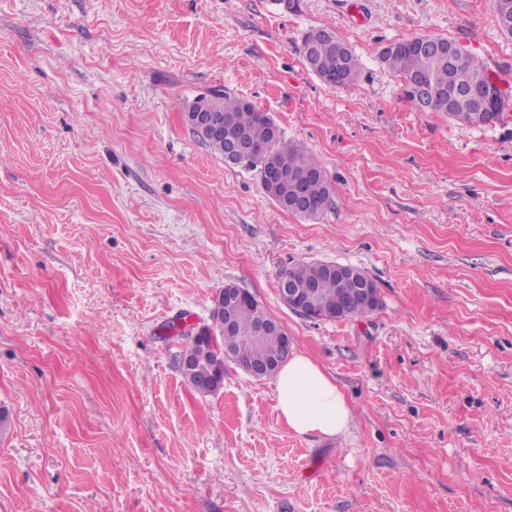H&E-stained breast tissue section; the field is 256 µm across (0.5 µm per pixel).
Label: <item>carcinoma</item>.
I'll return each instance as SVG.
<instances>
[{"instance_id":"carcinoma-1","label":"carcinoma","mask_w":512,"mask_h":512,"mask_svg":"<svg viewBox=\"0 0 512 512\" xmlns=\"http://www.w3.org/2000/svg\"><path fill=\"white\" fill-rule=\"evenodd\" d=\"M313 45L316 75L330 87H345L358 75L359 60L353 51L332 31L313 29L306 33L302 47ZM380 60L402 81L412 75L424 77L427 85L436 93L430 110L444 112L456 121L471 124L469 106L451 99L448 85L466 87L482 81L488 73L487 66L477 56L470 54L463 64L450 68L448 58L437 52H416L407 48L406 41L387 44L380 53ZM188 107H206L224 121V135H200L198 139L214 152L225 155L234 143L242 146L256 145L263 148L262 156L244 169L263 179L262 167L269 162L280 176L282 195L289 197L292 183L300 182L302 197L300 216L318 218L330 205L334 187L323 167L300 142L285 141L272 117L253 105L231 96L222 90H214L210 96L195 98ZM281 279L294 285H312L319 298L333 306L342 303L341 289L336 287V278L323 276L312 262H300L286 270ZM268 320L267 313L259 304L242 303L224 343L233 351L232 360L240 367L264 365L282 360L286 356L284 329L269 333L258 340L252 339L259 324ZM217 373L214 362L207 358L198 360L193 366L191 387L205 395V386Z\"/></svg>"}]
</instances>
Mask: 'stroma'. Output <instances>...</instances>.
<instances>
[{
  "instance_id": "1",
  "label": "stroma",
  "mask_w": 512,
  "mask_h": 512,
  "mask_svg": "<svg viewBox=\"0 0 512 512\" xmlns=\"http://www.w3.org/2000/svg\"><path fill=\"white\" fill-rule=\"evenodd\" d=\"M358 57L332 88L301 45ZM443 36L512 95L491 0H0V512H512V104L421 111L379 59ZM220 89L335 186L308 220L183 121ZM362 269L379 307L285 306L300 262ZM233 284L332 375L348 433L300 437L235 364L174 358ZM310 43L313 44L316 75L324 84L334 88L345 87L355 80L359 71V60L334 32L313 29L306 33L302 43L305 60L306 47ZM215 373L224 374V367L222 371L216 370L214 368V362L210 358L205 360H197L193 366V384L188 382L186 379L185 380L197 393L208 395L211 393L207 392L204 387L208 384L210 379L213 377V374Z\"/></svg>"
}]
</instances>
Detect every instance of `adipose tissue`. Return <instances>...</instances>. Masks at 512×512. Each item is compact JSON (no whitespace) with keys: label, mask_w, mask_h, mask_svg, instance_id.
Here are the masks:
<instances>
[{"label":"adipose tissue","mask_w":512,"mask_h":512,"mask_svg":"<svg viewBox=\"0 0 512 512\" xmlns=\"http://www.w3.org/2000/svg\"><path fill=\"white\" fill-rule=\"evenodd\" d=\"M274 389L277 409L299 436L338 437L348 432L353 412L335 380L303 353L279 370Z\"/></svg>","instance_id":"1"}]
</instances>
